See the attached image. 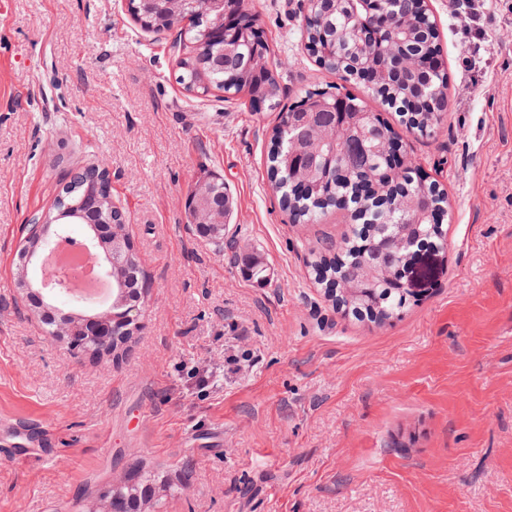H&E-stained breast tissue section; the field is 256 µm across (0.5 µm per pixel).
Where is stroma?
Wrapping results in <instances>:
<instances>
[{"instance_id":"1","label":"stroma","mask_w":512,"mask_h":512,"mask_svg":"<svg viewBox=\"0 0 512 512\" xmlns=\"http://www.w3.org/2000/svg\"><path fill=\"white\" fill-rule=\"evenodd\" d=\"M246 4L281 107L335 83L307 49L309 0ZM462 4L427 0L448 73L430 133L346 85L448 194L444 247L411 256L413 296L378 321L312 275L349 220L290 223L267 173L277 111L184 90L180 28H144L129 0H0V452L9 420L38 446L0 468V512H109L136 466L142 512H512V12L487 16L490 65L471 75ZM88 165L108 170L149 285L116 363L71 354L17 286L40 277L16 265L23 224ZM212 175L234 208L220 251L186 208ZM231 344L248 372L225 370ZM193 361L219 370L208 392L176 368Z\"/></svg>"}]
</instances>
